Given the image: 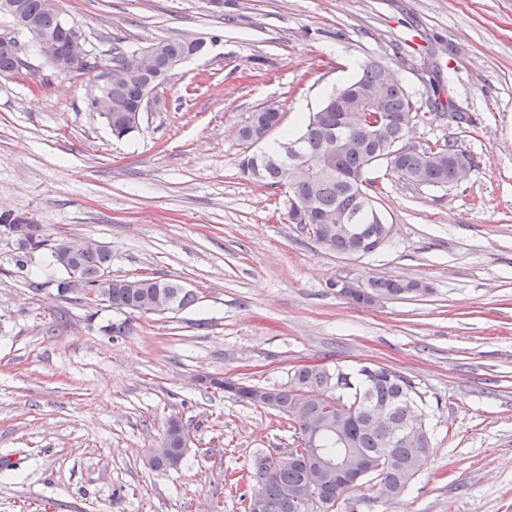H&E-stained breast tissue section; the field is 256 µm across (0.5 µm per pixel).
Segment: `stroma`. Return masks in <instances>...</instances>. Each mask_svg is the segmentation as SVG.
<instances>
[{"instance_id": "35a3bbf8", "label": "stroma", "mask_w": 512, "mask_h": 512, "mask_svg": "<svg viewBox=\"0 0 512 512\" xmlns=\"http://www.w3.org/2000/svg\"><path fill=\"white\" fill-rule=\"evenodd\" d=\"M93 70L57 75L36 51L0 77V213L49 244L102 243L112 274L178 281L202 297L164 315L58 296L38 253L14 264L0 233V512H245L231 483L259 453L293 446L273 411L196 384L200 374L279 387L303 365L402 372L433 453L392 502L373 485L357 512H512V0H56ZM205 40L174 70L138 132L113 137L89 108L115 51ZM425 103L440 80L462 119L422 114L410 140H456L474 159L446 187L370 175L392 241L360 258L317 244L281 191L244 177L251 112L280 109L281 139L362 64ZM418 280L374 306L344 287ZM124 325L120 335L108 324ZM187 425L178 469L149 450Z\"/></svg>"}]
</instances>
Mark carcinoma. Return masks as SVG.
Listing matches in <instances>:
<instances>
[{
    "instance_id": "cac0c4a2",
    "label": "carcinoma",
    "mask_w": 512,
    "mask_h": 512,
    "mask_svg": "<svg viewBox=\"0 0 512 512\" xmlns=\"http://www.w3.org/2000/svg\"><path fill=\"white\" fill-rule=\"evenodd\" d=\"M23 5L26 15L54 41L60 45L70 42L74 27L63 24L57 12L45 9L44 0H23ZM153 47L163 57L178 60L190 55L195 45L174 39L159 41ZM125 59L124 53L116 52L112 57V82L102 86L112 101V135L117 139L139 130L136 115L144 88L142 78L125 74ZM20 74L18 59L1 48L0 76ZM368 92L382 99L385 121H379L376 111L367 107ZM354 102L360 104L357 111L364 113L363 126L339 129L338 114ZM412 111H417L412 96L398 81L384 76L382 67L373 62L365 65L349 84L328 93L295 131L268 150L270 155L279 154L283 145L295 143L306 159L327 156L335 168L329 177L310 179L301 174L288 181L285 191L288 223L301 225L316 243L339 255L358 251L365 256L373 253L382 236L381 224L373 217L376 183L364 185L366 171L371 168L370 159H376L378 164L386 163V168L397 178L413 185L444 187L455 183L456 165L466 151L450 140L435 147L404 141L407 132L399 124V115ZM281 119L278 108L262 107L240 129V138L252 145V133L265 135ZM239 169L261 187H282L278 165L264 162L254 153L243 156ZM338 213L357 225L355 234H338L327 223L329 217ZM0 227L17 234L19 269L25 267L28 257L47 246V240L34 233V226L21 216L1 213ZM62 251L61 243L50 247L51 261L66 272H76L82 288L106 287L108 307L117 311L145 315L164 299L171 300L179 311L199 302L195 291L176 281L149 274L130 280L112 277V252L106 247L83 253L66 263ZM415 284L414 280L376 278L368 282L366 291L391 299L407 298ZM208 387L232 393L239 403L270 409L279 417V425L286 424L294 430L296 447L289 449L295 455L293 463L276 469L272 454H260L247 470L252 496L261 498L275 512H303L301 501L312 495L307 483L311 459L308 430L315 423L328 421L327 429L317 436V447L345 453V449L336 448V425H341L352 461L367 470L368 477L384 482L396 498L417 477L419 461L430 458L432 453L427 414L416 399L412 383L391 368L363 366L352 374L305 365L294 370L289 384L283 387L242 386L226 377L211 378ZM376 406L387 407L397 423L406 425L417 421L418 430L426 437L420 441H391L390 432L369 422L368 412ZM187 436V427L181 420L169 419L161 441L163 452L156 454L153 465L158 469L179 466L185 455Z\"/></svg>"
}]
</instances>
